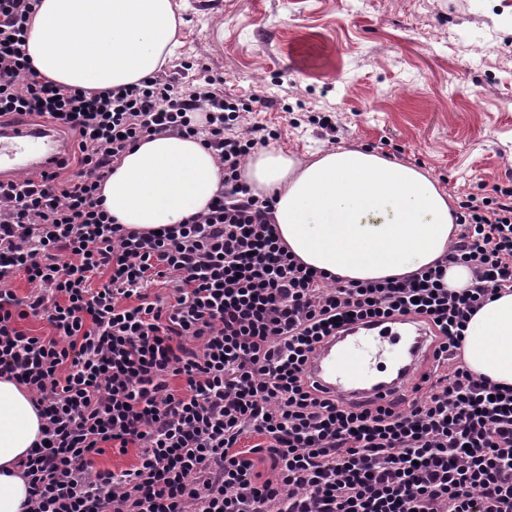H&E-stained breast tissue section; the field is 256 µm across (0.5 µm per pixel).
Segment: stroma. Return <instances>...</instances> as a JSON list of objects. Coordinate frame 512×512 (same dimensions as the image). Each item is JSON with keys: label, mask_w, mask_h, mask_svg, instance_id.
Returning <instances> with one entry per match:
<instances>
[{"label": "stroma", "mask_w": 512, "mask_h": 512, "mask_svg": "<svg viewBox=\"0 0 512 512\" xmlns=\"http://www.w3.org/2000/svg\"><path fill=\"white\" fill-rule=\"evenodd\" d=\"M173 4V61L270 100L244 120L277 129V147L371 148L430 171L457 201L512 185V0Z\"/></svg>", "instance_id": "stroma-1"}]
</instances>
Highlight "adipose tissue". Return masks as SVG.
I'll list each match as a JSON object with an SVG mask.
<instances>
[{
  "label": "adipose tissue",
  "instance_id": "1",
  "mask_svg": "<svg viewBox=\"0 0 512 512\" xmlns=\"http://www.w3.org/2000/svg\"><path fill=\"white\" fill-rule=\"evenodd\" d=\"M172 0H41L26 51L57 83L107 89L159 71L176 44ZM242 178L275 194L274 223L305 265L347 282L401 277L429 267L453 242V201L427 170L368 149L337 147L305 158L280 148L253 153ZM221 172L199 140L142 139L103 186L117 223L157 230L203 211ZM464 359L475 374L512 386V292L471 317ZM28 391L0 378V512H24L30 488L13 465L42 437Z\"/></svg>",
  "mask_w": 512,
  "mask_h": 512
}]
</instances>
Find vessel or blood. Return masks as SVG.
<instances>
[{"mask_svg":"<svg viewBox=\"0 0 512 512\" xmlns=\"http://www.w3.org/2000/svg\"><path fill=\"white\" fill-rule=\"evenodd\" d=\"M70 154L51 126H0V186L39 178ZM432 353L429 330L415 319L353 324L321 347L308 374L327 395L387 407L411 395Z\"/></svg>","mask_w":512,"mask_h":512,"instance_id":"1","label":"vessel or blood"}]
</instances>
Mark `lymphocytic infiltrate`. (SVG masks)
<instances>
[{
  "mask_svg": "<svg viewBox=\"0 0 512 512\" xmlns=\"http://www.w3.org/2000/svg\"><path fill=\"white\" fill-rule=\"evenodd\" d=\"M39 0H0V122L69 134L76 169L0 189V377L25 387L43 440L21 461L28 512H512V387L473 373L469 319L512 292V187L467 196L438 265L402 279L327 280L282 242L274 200L241 182L278 139L242 127L252 104L224 80L160 71L76 90L26 53ZM210 148L223 191L205 211L145 232L117 224L101 188L143 137ZM469 268L462 288L444 270ZM23 276L25 296L9 282ZM175 276L172 303L142 287ZM412 316L437 345L407 407L319 393L307 367L342 326ZM46 321L35 335L21 326ZM255 435L259 444L242 447ZM134 466H96L106 449ZM273 475L262 478L258 464Z\"/></svg>",
  "mask_w": 512,
  "mask_h": 512,
  "instance_id": "obj_1",
  "label": "lymphocytic infiltrate"
}]
</instances>
